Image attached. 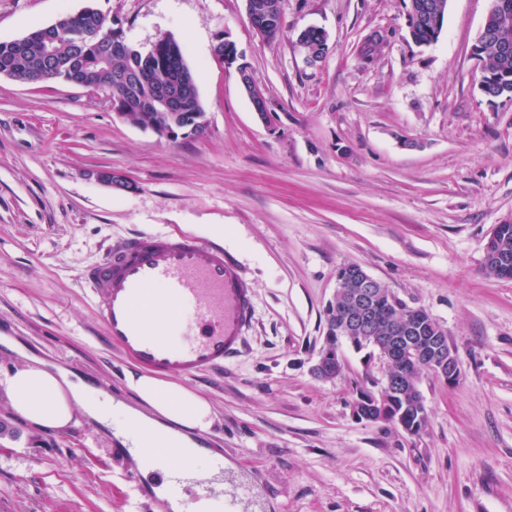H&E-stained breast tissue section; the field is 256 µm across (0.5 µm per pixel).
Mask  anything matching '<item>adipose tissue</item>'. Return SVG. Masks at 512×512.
Here are the masks:
<instances>
[{
    "label": "adipose tissue",
    "instance_id": "obj_1",
    "mask_svg": "<svg viewBox=\"0 0 512 512\" xmlns=\"http://www.w3.org/2000/svg\"><path fill=\"white\" fill-rule=\"evenodd\" d=\"M125 383L135 404L114 401L69 371L32 356L24 366L0 377V391L29 425L65 430L79 425L81 418H90L111 427L119 445L137 449L136 461L142 468L187 465L200 477L210 476L212 453L198 447L216 422L208 398L180 382L141 370L126 371Z\"/></svg>",
    "mask_w": 512,
    "mask_h": 512
}]
</instances>
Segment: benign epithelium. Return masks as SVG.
Here are the masks:
<instances>
[{"mask_svg":"<svg viewBox=\"0 0 512 512\" xmlns=\"http://www.w3.org/2000/svg\"><path fill=\"white\" fill-rule=\"evenodd\" d=\"M246 10L249 22L254 31L262 38L272 37L278 30L283 13V0H273L264 11L262 22H257L256 13L252 8V0H246ZM248 94L254 111L265 121L270 112L269 102L255 85L240 81ZM379 281L368 274L362 267H350V271L336 275V293H348L349 302L346 308L345 321L339 330L331 329L325 337L326 350L320 352L318 360L312 366L314 375L323 379L337 378L342 374L344 360L341 346L347 343L356 345L357 339L369 338L378 347L377 356L386 365V378L379 387V393L372 395L375 402L381 401V395L399 393L409 398L415 406L424 404V398L418 388V379L406 382L393 373L396 358L403 362L414 363L419 368L439 375L450 381L458 377L459 365L455 352L448 340L440 337L430 347L421 349L413 342L397 346L395 339L390 336L376 335L377 288Z\"/></svg>","mask_w":512,"mask_h":512,"instance_id":"benign-epithelium-1","label":"benign epithelium"}]
</instances>
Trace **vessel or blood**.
Wrapping results in <instances>:
<instances>
[{
    "mask_svg": "<svg viewBox=\"0 0 512 512\" xmlns=\"http://www.w3.org/2000/svg\"><path fill=\"white\" fill-rule=\"evenodd\" d=\"M107 341L141 367L163 376H193L222 369L237 356L254 320L252 290L221 245L192 236L158 234L133 239L84 273ZM167 299L184 316L166 331L141 322L138 311ZM187 503L219 512L249 499L248 485L215 492L188 469L165 472Z\"/></svg>",
    "mask_w": 512,
    "mask_h": 512,
    "instance_id": "b4317fda",
    "label": "vessel or blood"
}]
</instances>
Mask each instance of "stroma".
<instances>
[{
  "label": "stroma",
  "instance_id": "obj_1",
  "mask_svg": "<svg viewBox=\"0 0 512 512\" xmlns=\"http://www.w3.org/2000/svg\"><path fill=\"white\" fill-rule=\"evenodd\" d=\"M89 5L139 51L175 38L208 129L171 142L120 117L109 89L0 75V375L29 353L134 403L83 273L127 239L220 224L255 318L236 358L185 384L213 404L208 445L258 512H512V281L483 270L512 220V101L489 103L471 55L489 0H448L421 47L409 0H284L271 40L245 0H0V42ZM310 27L329 46L313 65ZM221 38L234 64L214 57ZM350 264L426 309L457 355L455 383L418 381L420 434L353 415L356 382L385 377L378 358L345 344L341 378L311 372ZM113 446L92 420L28 428L0 393V512H167L136 496Z\"/></svg>",
  "mask_w": 512,
  "mask_h": 512
}]
</instances>
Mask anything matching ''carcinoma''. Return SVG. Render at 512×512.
<instances>
[{"mask_svg": "<svg viewBox=\"0 0 512 512\" xmlns=\"http://www.w3.org/2000/svg\"><path fill=\"white\" fill-rule=\"evenodd\" d=\"M425 7L420 19L410 18L409 36L419 46L429 44L431 26L427 16L440 15L445 20L448 0H418ZM493 13L487 28L477 38L483 70L486 73L480 90L489 99L512 101V0H492ZM105 15L88 6L75 15L64 16L55 23L38 28L24 40L0 42V74L9 73L17 79L34 83L66 79L72 75L85 85L93 86L103 77L99 57L110 47L113 31L104 22ZM87 27L99 28V44L90 45L82 39ZM304 43L312 48L314 59L321 61L329 46L317 29H309ZM176 40L170 36L158 39L145 53L131 46L114 52L108 58L112 76V105L126 114L132 123L150 129L163 138L169 132L186 130L198 134L199 120L204 112L197 82L184 54L171 51ZM169 83L178 87L175 106L167 108L153 100L158 86ZM494 248L512 259V222L494 228ZM380 317V333L396 325L409 330L421 343L444 335L443 326L434 317L415 310L387 288H380L376 300ZM428 420L426 407H414L400 395H390L384 416L378 421L405 426L410 435H418Z\"/></svg>", "mask_w": 512, "mask_h": 512, "instance_id": "carcinoma-1", "label": "carcinoma"}]
</instances>
